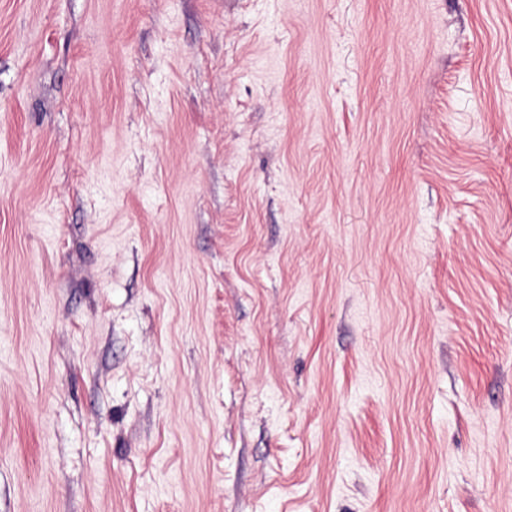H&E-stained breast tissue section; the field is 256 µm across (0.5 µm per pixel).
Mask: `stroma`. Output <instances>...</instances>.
<instances>
[{
  "label": "stroma",
  "mask_w": 512,
  "mask_h": 512,
  "mask_svg": "<svg viewBox=\"0 0 512 512\" xmlns=\"http://www.w3.org/2000/svg\"><path fill=\"white\" fill-rule=\"evenodd\" d=\"M0 512H512V0H0Z\"/></svg>",
  "instance_id": "1"
}]
</instances>
